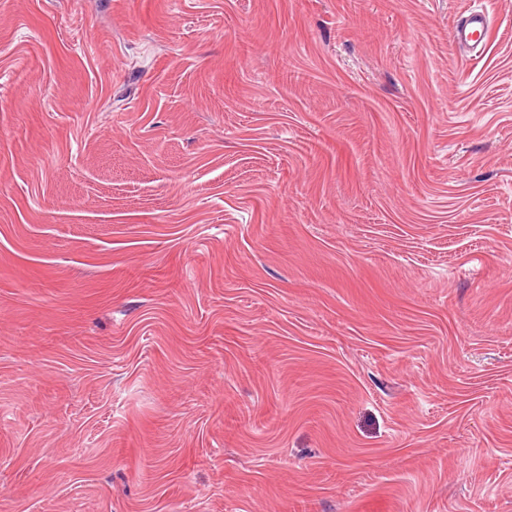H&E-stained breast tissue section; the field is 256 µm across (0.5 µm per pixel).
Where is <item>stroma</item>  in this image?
<instances>
[{"mask_svg": "<svg viewBox=\"0 0 512 512\" xmlns=\"http://www.w3.org/2000/svg\"><path fill=\"white\" fill-rule=\"evenodd\" d=\"M0 512H512V0H0ZM488 31L486 18L471 14L454 28L452 37L455 42L476 49L483 47Z\"/></svg>", "mask_w": 512, "mask_h": 512, "instance_id": "obj_1", "label": "stroma"}]
</instances>
